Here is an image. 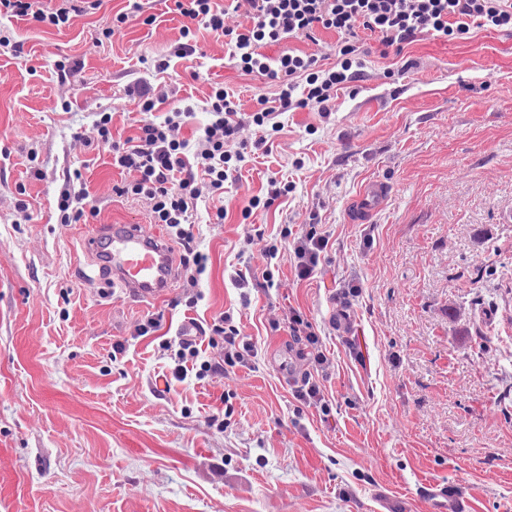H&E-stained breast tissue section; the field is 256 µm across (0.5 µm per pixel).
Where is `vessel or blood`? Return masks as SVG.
<instances>
[{"instance_id":"obj_1","label":"vessel or blood","mask_w":512,"mask_h":512,"mask_svg":"<svg viewBox=\"0 0 512 512\" xmlns=\"http://www.w3.org/2000/svg\"><path fill=\"white\" fill-rule=\"evenodd\" d=\"M84 249L101 259L115 285L149 301L173 287L177 261L168 244L144 236L134 224H101L84 241ZM430 493L439 512H470L471 503L460 484L433 485Z\"/></svg>"}]
</instances>
